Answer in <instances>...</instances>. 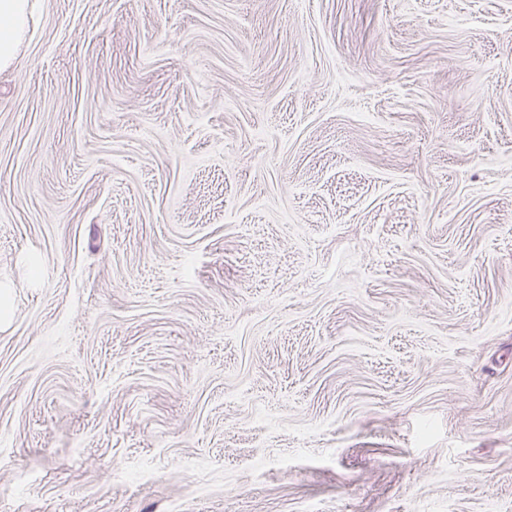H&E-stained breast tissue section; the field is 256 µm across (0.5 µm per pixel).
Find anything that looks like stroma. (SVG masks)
<instances>
[{"label":"stroma","instance_id":"obj_1","mask_svg":"<svg viewBox=\"0 0 512 512\" xmlns=\"http://www.w3.org/2000/svg\"><path fill=\"white\" fill-rule=\"evenodd\" d=\"M512 512V0H36L0 70V512Z\"/></svg>","mask_w":512,"mask_h":512}]
</instances>
